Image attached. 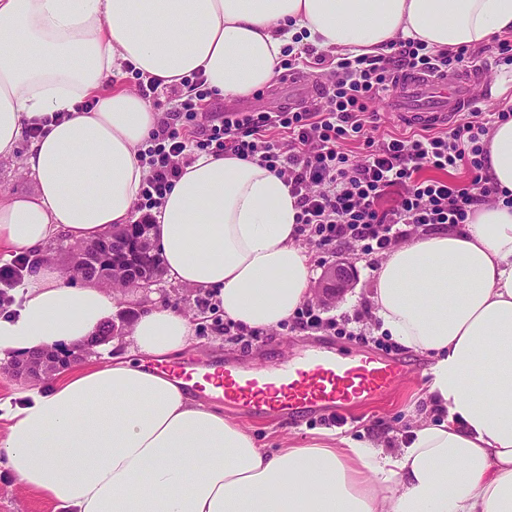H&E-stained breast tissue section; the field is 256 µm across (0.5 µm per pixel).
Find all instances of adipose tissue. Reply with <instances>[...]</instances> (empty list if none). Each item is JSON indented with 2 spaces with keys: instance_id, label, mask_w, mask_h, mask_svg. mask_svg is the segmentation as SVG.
Returning a JSON list of instances; mask_svg holds the SVG:
<instances>
[{
  "instance_id": "adipose-tissue-1",
  "label": "adipose tissue",
  "mask_w": 512,
  "mask_h": 512,
  "mask_svg": "<svg viewBox=\"0 0 512 512\" xmlns=\"http://www.w3.org/2000/svg\"><path fill=\"white\" fill-rule=\"evenodd\" d=\"M511 32L512 0H0V158L20 157L34 180L28 194L0 190V249L41 257L0 315V362L75 348L112 318L104 286L72 283L44 251L137 219L149 171L136 148L158 114L112 87L123 67L164 86L199 73L237 102L271 85L298 40L357 56ZM486 141L488 176L512 193V118ZM153 215L167 279L212 293L226 318L270 330L309 300L294 198L259 162L199 155ZM369 300L381 332L433 361L400 447L333 432L258 447L159 372L193 330L158 305L133 324L128 355L71 362L56 383L0 399V457L63 512H512V205L391 249Z\"/></svg>"
}]
</instances>
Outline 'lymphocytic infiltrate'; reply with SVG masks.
Wrapping results in <instances>:
<instances>
[{
  "label": "lymphocytic infiltrate",
  "instance_id": "lymphocytic-infiltrate-1",
  "mask_svg": "<svg viewBox=\"0 0 512 512\" xmlns=\"http://www.w3.org/2000/svg\"><path fill=\"white\" fill-rule=\"evenodd\" d=\"M309 57L335 75L323 104L310 110L227 111L200 125L196 118L208 110V93L203 79L194 78L192 95L178 99L138 152L149 167L137 204L141 223H152L153 209L201 153L256 160L275 172L296 199L300 235L331 255L350 246L366 255L386 253L416 228L466 223L476 207L497 196L484 172L485 137L490 123L511 112L477 107L446 131L381 138L379 117L369 109L370 101L388 91L394 71L456 69L473 60L469 48L431 50L399 39L386 55L338 59L308 48L287 64L293 67ZM351 137L362 141V159L345 152ZM426 168L441 173L463 168L471 179L463 185L421 178ZM391 188L397 197L386 208L382 200Z\"/></svg>",
  "mask_w": 512,
  "mask_h": 512
}]
</instances>
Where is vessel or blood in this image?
I'll return each mask as SVG.
<instances>
[{"label": "vessel or blood", "mask_w": 512, "mask_h": 512, "mask_svg": "<svg viewBox=\"0 0 512 512\" xmlns=\"http://www.w3.org/2000/svg\"><path fill=\"white\" fill-rule=\"evenodd\" d=\"M486 79V66L481 62L452 74L402 71L392 79L387 106L401 122L446 127L470 110L475 89ZM166 372L190 389H201L203 382H210L224 403L250 413H323L330 417L345 407L382 397L403 376L397 363L358 353L339 356L328 347L296 361L272 364L260 375L240 373L231 365L204 375L193 365L170 366Z\"/></svg>", "instance_id": "b4317fda"}]
</instances>
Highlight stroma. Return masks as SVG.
<instances>
[{
	"mask_svg": "<svg viewBox=\"0 0 512 512\" xmlns=\"http://www.w3.org/2000/svg\"><path fill=\"white\" fill-rule=\"evenodd\" d=\"M482 52L493 66L490 70L491 90L482 97L479 106L482 111L497 112L512 105V67L497 64L499 49L496 42L484 45ZM340 258L353 268V285L335 302L321 306L320 313L325 319L355 318L356 334L352 337L333 336L323 330L306 332L286 323L264 331L258 338L247 336L240 340L225 335L223 329L214 328L212 320L198 310L195 300L200 295L199 290L174 285L164 278L151 289L132 288L115 297L117 317L129 328L140 311L150 304L161 302L183 311L193 325L194 343L183 353L182 359L191 363L205 360L213 364L232 363L247 369H262L275 361L296 359L326 344L340 353L366 351L395 360L405 369L401 381L381 400L351 410L347 422L338 426L342 434L357 439L382 431L388 433V441L393 444L405 435L411 421L422 412L419 397L430 380L431 362L427 356L399 348L390 336L379 333L377 318L367 312L375 256L364 255L359 248L350 247L342 251ZM224 413L251 428L258 445L263 448L273 447L283 439L305 444L326 428L324 421L315 415L298 419H255L231 407L225 408ZM0 512H56V509L39 494L19 487L4 460L0 459Z\"/></svg>",
	"mask_w": 512,
	"mask_h": 512,
	"instance_id": "obj_1",
	"label": "stroma"
}]
</instances>
